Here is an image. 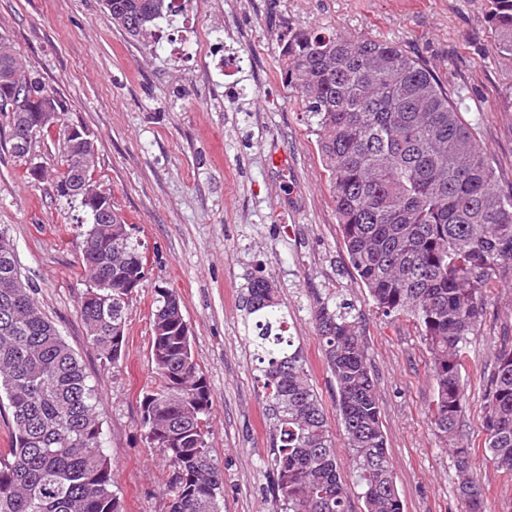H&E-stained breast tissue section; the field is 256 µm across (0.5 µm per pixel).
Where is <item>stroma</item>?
Returning a JSON list of instances; mask_svg holds the SVG:
<instances>
[{
    "mask_svg": "<svg viewBox=\"0 0 512 512\" xmlns=\"http://www.w3.org/2000/svg\"><path fill=\"white\" fill-rule=\"evenodd\" d=\"M487 0H184L132 40L102 0H0V35L23 67L67 102L98 151V181L144 244L146 280L129 301L128 343L116 364L88 341L82 228L49 182L34 183L11 156L0 116V229L13 241L35 299L99 386L104 450L124 512H169L172 474L140 424L154 381L149 353L155 287L180 297L191 349L212 393L211 454L224 473V512H277L273 422L244 326L252 276L268 278L288 334L327 415L345 483L355 478L336 413V384L314 313L352 303L373 366L383 431L404 512H460L451 452L431 423L435 385L411 317L383 316L353 269L323 171L317 136L280 80L278 39L318 28L397 43L455 93L512 190V66L491 51ZM239 55L250 66L232 68ZM485 314L462 372L459 436L485 512H512V475L484 446L486 394L503 344L512 345V273L483 292Z\"/></svg>",
    "mask_w": 512,
    "mask_h": 512,
    "instance_id": "stroma-1",
    "label": "stroma"
}]
</instances>
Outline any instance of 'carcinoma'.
I'll return each mask as SVG.
<instances>
[{
    "instance_id": "1",
    "label": "carcinoma",
    "mask_w": 512,
    "mask_h": 512,
    "mask_svg": "<svg viewBox=\"0 0 512 512\" xmlns=\"http://www.w3.org/2000/svg\"><path fill=\"white\" fill-rule=\"evenodd\" d=\"M112 23L131 38L152 36L173 0H104ZM492 51L512 63V0H489ZM281 81L313 119L338 227L352 267L386 316L417 322L436 385L431 423L451 444L461 512H483L470 449L458 446L461 373L470 336L484 316L483 289L512 268V194L497 184L492 158L448 93L401 46L366 36L289 30L280 38ZM66 101L17 61L0 36V114L14 98ZM109 225L84 237L89 279L106 298L84 299L80 316L99 359L115 363L126 343L125 282L140 246L124 258L107 246ZM0 267V404L12 417L0 449V512H122L104 453L100 399L76 353L35 299ZM245 327L273 420L280 512H351L322 403L305 358L284 336L287 314L277 288L254 276L244 299ZM354 306L323 303L314 314L322 354L336 383V409L364 512H403L389 460L375 378ZM181 302L154 289L150 355L154 385L143 394L140 423L158 433L172 475L170 512H221L224 475L210 444L212 394L181 334ZM485 448L512 473V348L497 355L483 412Z\"/></svg>"
}]
</instances>
